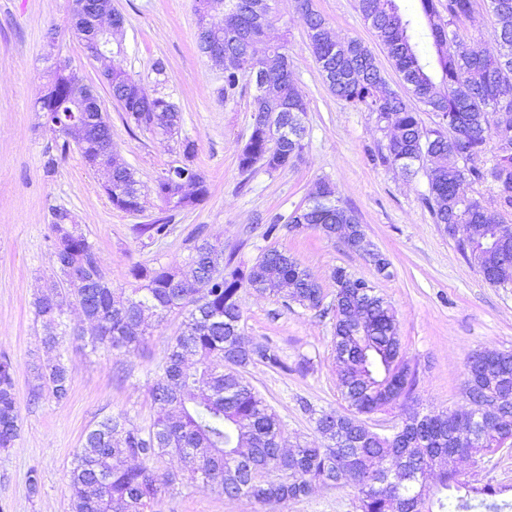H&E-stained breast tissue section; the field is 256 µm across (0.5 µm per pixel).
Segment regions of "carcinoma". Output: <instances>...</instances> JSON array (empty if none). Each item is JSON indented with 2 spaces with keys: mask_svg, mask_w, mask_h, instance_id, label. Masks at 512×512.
Instances as JSON below:
<instances>
[{
  "mask_svg": "<svg viewBox=\"0 0 512 512\" xmlns=\"http://www.w3.org/2000/svg\"><path fill=\"white\" fill-rule=\"evenodd\" d=\"M237 13L224 17L239 29V41L225 48L244 62L253 58L254 46L266 37L271 17L257 19L250 11L251 0H239ZM311 0H296L306 25L323 26L326 20L309 10ZM418 12L427 31H418L398 0H357L365 23L376 33L383 50L399 73L410 96L435 114L437 127H424L420 118L399 94L378 92L385 77L374 63L373 52L359 39L336 43V82L329 90L345 103L376 114L378 123L393 120L400 130L398 139L388 142L384 159L407 173L424 168L428 193L423 201L443 232L454 235L453 225L473 224L493 236L503 230V244L488 247L461 243L460 251L477 267L484 279L496 287H512V225L503 224L497 214L479 200L460 193L463 182L491 181L495 202L503 211L512 209V147L504 138L502 114L512 115V51L500 53L503 42L512 45V0H491L496 26L484 48L451 29L468 16L473 0H447V17H442L435 0H417ZM276 85L274 98L253 114L267 119L280 112L279 100L299 98L295 88L270 68ZM242 73L224 67V98L235 95ZM83 77L55 69L53 77L35 105L44 123L59 130L65 140L61 152L75 143L91 167L112 171L111 186L105 192L118 209L141 205V185L134 172L111 153L112 126L98 110L77 108ZM114 97L124 100L126 124L138 129L161 131L172 136L180 123V111L164 96L145 95L136 80L122 70L109 69L103 81ZM296 115L298 133L287 145L273 151L268 145L263 122L255 119L248 143L238 158L239 169L252 170L261 162L269 171L290 164L304 150V111ZM102 127V138L80 137L82 127ZM153 192L168 211L178 212L203 201L209 193L204 174L190 170L165 172ZM172 216L143 224L138 232L152 239L167 237ZM306 224L330 235L328 226L346 224L344 241L356 248L355 239L364 235L353 212L339 204L335 190L326 181L318 184L310 209L300 218L290 216L288 224ZM55 232L56 270L72 267L82 282L68 285L77 304L89 309L96 320L92 348L129 352L144 340L141 330L146 319L161 323L168 314L185 313L180 332L171 340L162 373L150 385L152 398L162 411L144 432L122 415L107 416L83 437L68 475L72 512H157L156 505L166 488L176 482L174 475H161L150 462L159 456L176 455L184 464L187 480L229 499L247 497L259 505L286 503L309 494L317 485H329L348 473L343 485L354 490L358 512H508L512 502L498 499L501 492L490 484L460 471L455 461L462 457L487 458L512 442V378L504 388L493 379L478 380L482 388L473 403L499 395L506 413L501 427L486 430L474 439L454 434L455 422L467 413H437L399 439L378 433L363 434L361 447L348 456L331 449L336 435L350 434V426L366 415L382 411L397 401L388 394L396 391L411 398L415 373L409 368L399 323L388 301L365 279L345 268L332 270L336 284V322L331 349L338 363V387L346 403L339 421L316 427L324 441L321 446H281L282 426L275 412L247 379L248 366L258 362L282 370L288 366L269 343L249 348L242 341L243 313L240 293L249 288L258 293L283 295L307 309L323 305L325 294L318 278L284 251L263 253L248 270L224 263V247L207 239L193 246L191 261L203 272L216 270L218 279L196 277L187 287L173 281L183 279L168 268L135 266L131 275L142 281L132 295L120 301L116 289L103 271L97 251L80 225L63 209L52 210ZM53 280L34 301L41 320L44 346H60L66 331L61 316L66 304ZM492 362L512 374V350L487 349ZM15 367L0 356V448H7L17 436L20 407L15 395ZM34 397L46 388L57 401L67 398L68 368L61 360L37 375Z\"/></svg>",
  "mask_w": 512,
  "mask_h": 512,
  "instance_id": "obj_1",
  "label": "carcinoma"
}]
</instances>
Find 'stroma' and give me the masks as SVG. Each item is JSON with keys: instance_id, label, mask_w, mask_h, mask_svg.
<instances>
[{"instance_id": "obj_1", "label": "stroma", "mask_w": 512, "mask_h": 512, "mask_svg": "<svg viewBox=\"0 0 512 512\" xmlns=\"http://www.w3.org/2000/svg\"><path fill=\"white\" fill-rule=\"evenodd\" d=\"M126 18L106 63L88 58L71 22V0H0V355L15 365V392L21 420L11 446L0 449V512H71L67 473L85 433L103 417L124 415L149 429L159 405L149 386L183 314L170 313L144 342L127 353L93 349V327L77 304L65 306L67 334L58 350L42 343L43 329L34 301L54 273L51 212L68 210L96 249L118 295L138 285L130 270L143 265L190 273L196 237L223 245L225 257L251 267L269 249L295 257L315 273L325 294L334 295V268L371 282L390 302L400 322L402 344L417 375L414 398L372 415L376 432L413 412H464L468 355L479 349H512V288L489 285L435 224L422 198L425 173L407 174L386 162L388 139L374 114L337 99L311 54L307 25L294 0H276L272 39L286 42L294 84L307 104L306 146L288 167L270 171L255 165L241 172L238 157L252 131L255 88L241 78L225 98L223 74L197 49L195 0H112ZM336 40L356 38L368 45L391 90L404 87L374 32L357 9V0H315ZM69 61L95 82L101 109L112 126V150L131 169L146 195L140 213L112 206L104 178L86 165L77 148L62 150L64 136L46 126L35 101L52 79V58ZM165 77H157L155 63ZM124 70L148 95H163L179 106L177 134L167 139L128 128L124 114L97 79L102 65ZM196 145L193 164L205 175L207 198L174 213L163 239L139 234L137 225L161 216L153 187L165 171L183 162L180 145ZM54 171H46L49 157ZM328 181L341 205L352 208L366 241L388 261L385 272L342 240L304 227L266 236L276 217H289L319 181ZM241 335L246 344L271 343L285 364L273 369L250 365L246 376L282 423V443L319 442L306 406L344 411L331 353L333 311L318 312L245 290L241 296ZM62 358L70 376L69 396L33 398L37 370ZM479 483L504 488L512 499V453L500 452L473 469L456 462ZM40 476L30 493V470ZM159 512H357L349 488L316 486L306 498L261 506L246 498L227 499L209 491L172 486Z\"/></svg>"}]
</instances>
